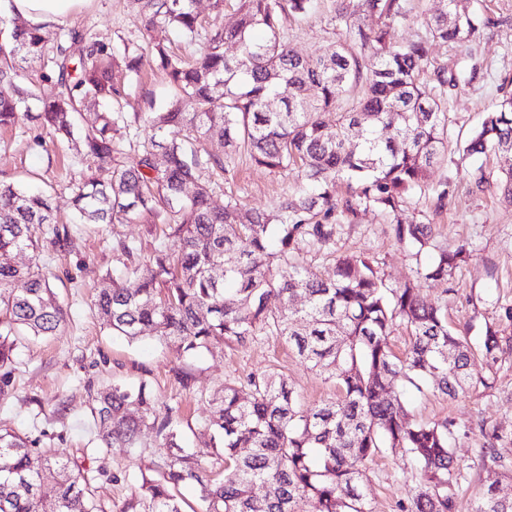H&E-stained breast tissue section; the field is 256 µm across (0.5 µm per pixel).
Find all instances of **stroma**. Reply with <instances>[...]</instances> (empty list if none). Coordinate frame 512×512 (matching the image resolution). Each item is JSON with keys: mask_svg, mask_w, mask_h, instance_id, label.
Returning <instances> with one entry per match:
<instances>
[{"mask_svg": "<svg viewBox=\"0 0 512 512\" xmlns=\"http://www.w3.org/2000/svg\"><path fill=\"white\" fill-rule=\"evenodd\" d=\"M474 5L495 21L472 49L480 73L476 80L460 84L445 96L443 106L451 118L447 158L434 168L428 188L413 198L407 211L409 219L431 225L435 245L451 251L463 246L470 252L448 280L424 285V299L443 306L449 323L461 329L472 346H479L489 328L496 330L500 341L496 361L479 364L482 383L453 398L429 390H408L406 396L409 415L429 422L448 420L456 428L451 448L458 469V512H471L477 488L512 470V202L496 187L479 191L471 182L477 170L493 172L511 165L512 159L495 154L469 157L461 150L484 112L501 100L502 85L512 81V0H474ZM334 7V0H316L310 14L289 24L288 36L300 55L316 56L334 39ZM72 28L121 47L123 40L135 35L130 2L92 0L70 24L48 27L47 32L53 37ZM116 81L129 114L138 111L144 99L162 97L166 88L163 74L151 69L138 77L117 73ZM41 132L31 121L0 129V181L35 191L52 190L55 216L69 226L70 236L60 250H46L40 262L58 279V292L71 318L60 334L30 337L20 345L11 373L12 395L0 402V425L19 430L39 426L42 445L71 454L89 447L93 431L87 417L86 384L90 381H147L160 402L180 403L185 422L194 427L208 414L201 392L219 390L225 380L268 368L287 375L303 405L314 407L334 399L332 383L307 370L276 336L221 345L201 358L184 360L158 341L130 344L103 328L91 302L105 279L118 269L117 242H135L147 253L163 241V227L80 223L71 190L84 165L53 144L36 145L33 138ZM231 164L233 174L214 179L215 206H223L232 196L250 207L265 209L295 182L292 172L256 166L242 153L233 156ZM442 184L448 187V203L439 210L435 190ZM351 252L365 253L392 286L413 278L418 268L413 248L398 243L391 225L373 210L345 225L332 250L309 254L307 261L328 275L337 255ZM185 373L194 378L193 387H182L179 378ZM495 428L503 439L497 444L501 463L494 470L484 465L482 450L487 432ZM90 466L106 472L97 482L98 498L120 504L129 488L110 481L109 476L131 468L126 450L113 449ZM367 476L373 512H400V503L418 486L408 458L388 449L369 462Z\"/></svg>", "mask_w": 512, "mask_h": 512, "instance_id": "1", "label": "stroma"}]
</instances>
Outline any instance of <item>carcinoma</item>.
Returning a JSON list of instances; mask_svg holds the SVG:
<instances>
[{
  "instance_id": "obj_1",
  "label": "carcinoma",
  "mask_w": 512,
  "mask_h": 512,
  "mask_svg": "<svg viewBox=\"0 0 512 512\" xmlns=\"http://www.w3.org/2000/svg\"><path fill=\"white\" fill-rule=\"evenodd\" d=\"M138 35L117 51L73 29L56 50L48 33L0 13V127L36 120L50 140L97 167H87L72 203L84 224H166L176 249L148 255L123 241V275L98 292L93 310L114 336L130 342L161 330L179 358H198L219 343L279 336L336 399L305 407L278 372L228 381L207 395L209 415L192 434L212 448L203 464L183 446L179 404L158 410L151 386L114 382L89 392L94 446L83 456L125 448L147 466L112 474L130 484L114 507L96 496V472L58 448H36L27 432L0 427V512H184L193 491L199 512H372L367 463L384 448L400 450L419 481L403 512H456L452 423L413 419L393 383L401 374L417 390L454 397L476 383L477 357L448 326L442 307L425 302L420 282L448 279L466 261L464 248L432 243V228L401 218L448 153V113L441 100L463 70L439 67L421 80L433 43L467 50L490 26L470 0H440L407 41L394 25L408 0H335L340 33L322 54L295 52L285 20L304 17L314 0H239L229 27H202L196 0H130ZM175 29L202 48L191 61L155 36ZM237 53L229 55L226 48ZM51 56L55 76L28 82L24 64ZM154 65L167 79L162 107L148 99L138 123L163 133L135 154L122 92L113 71L138 75ZM218 138L244 148L252 162L296 172L291 191L267 210L227 198L212 205L206 172L230 173L221 154L202 147ZM469 155L512 154V93L488 112L468 140ZM112 170L108 180L98 168ZM349 186L336 197V180ZM512 201V167L480 173ZM368 208L393 224L398 242L424 256L417 278L392 286L365 255H340L332 277L303 254L335 243L341 225ZM50 195L0 183V400L10 392L18 343L50 336L68 312L46 267L18 266L14 254H37L65 241ZM410 336L404 356L387 338L397 324ZM499 340L486 328L480 347L496 360ZM150 433L151 442L144 441ZM56 489L52 507L42 489ZM512 472L479 488L474 512H512Z\"/></svg>"
}]
</instances>
